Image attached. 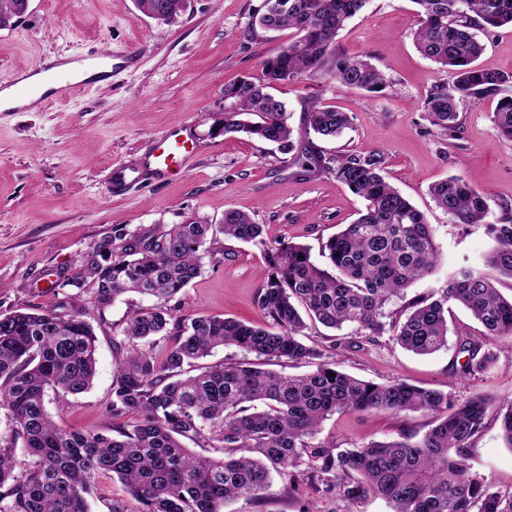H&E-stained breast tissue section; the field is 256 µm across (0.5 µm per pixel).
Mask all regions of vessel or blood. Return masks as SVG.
<instances>
[{"mask_svg": "<svg viewBox=\"0 0 512 512\" xmlns=\"http://www.w3.org/2000/svg\"><path fill=\"white\" fill-rule=\"evenodd\" d=\"M131 51L104 49L92 57L94 67L116 72L134 60ZM192 156V138L186 129L171 128L156 137L150 152L131 164H118L110 168L107 186L111 192L123 193L143 182H163L174 170L186 167Z\"/></svg>", "mask_w": 512, "mask_h": 512, "instance_id": "1", "label": "vessel or blood"}]
</instances>
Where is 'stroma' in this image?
I'll use <instances>...</instances> for the list:
<instances>
[{
    "mask_svg": "<svg viewBox=\"0 0 512 512\" xmlns=\"http://www.w3.org/2000/svg\"><path fill=\"white\" fill-rule=\"evenodd\" d=\"M263 4L187 0L185 11L161 24L139 12L133 0H32L16 27L0 29V90L10 87L16 73L38 70L50 59L73 62L108 47L140 55L136 69L87 85L69 99L0 111V311L55 307L60 297L46 288L49 277L70 274L117 227L153 233L193 217L216 224L225 211L237 209L263 225L266 242L303 244L316 257L323 242L364 210V200L334 175L306 172L294 155L281 154L273 145L220 132L231 108L225 86L259 73L262 58L292 38L287 30H251ZM417 26L413 0H370L339 32L341 51L366 56L383 72L387 86L380 93L323 78L284 83L277 90L297 147L312 145L327 156L383 154L386 180L425 214L441 264L408 289L411 297L443 286L452 266L478 261L490 245L486 224L497 223L503 206H512V140L493 132L498 97L460 100L454 132L432 126L424 100L451 75L418 52ZM477 37L485 46L479 66L512 76V26ZM312 101L347 112L350 128L330 141L307 132L305 109ZM184 124L197 145L187 170L124 195L107 192L112 165L141 158L159 133ZM450 176L468 179L486 195V224L452 223L436 206L429 187ZM223 247V262H205L201 276L187 288L182 313L261 322L253 297L264 267L262 246L227 240ZM148 304V298L131 293L105 308L92 388L71 397L64 408L47 402L62 427L102 433L111 427L115 330L130 310ZM496 353L498 361L489 371L456 378L448 374L457 354L452 345L418 356L385 335L373 344L339 348L336 358L343 370L362 379L405 381L447 392L455 400L483 394L500 407L512 403V350L503 346ZM428 421L420 412H339L323 423L319 438L344 448L392 441L405 430L426 431ZM469 463L495 490L512 493V449L500 438L495 414H488ZM224 512L391 509L379 497L354 505L324 497L296 469L273 474L261 498L237 499Z\"/></svg>",
    "mask_w": 512,
    "mask_h": 512,
    "instance_id": "1",
    "label": "stroma"
}]
</instances>
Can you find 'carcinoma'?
Instances as JSON below:
<instances>
[{
  "label": "carcinoma",
  "mask_w": 512,
  "mask_h": 512,
  "mask_svg": "<svg viewBox=\"0 0 512 512\" xmlns=\"http://www.w3.org/2000/svg\"><path fill=\"white\" fill-rule=\"evenodd\" d=\"M370 0H266L251 25L291 30L293 39L261 62V72L224 88L233 108L224 112V134L244 133L288 155L293 129L285 104L271 93L293 80L330 78L348 89L379 93L383 72L360 55L338 51L336 37ZM418 7V51L449 70L453 80L426 97L425 111L441 133L457 127L458 102L496 94L512 80L476 64L484 44L474 30L512 25V0H412ZM26 0H0V29L25 14ZM145 16L168 22L186 0H134ZM311 129L334 138L350 117L314 101ZM494 134L512 139V96L499 100ZM384 159L307 155L302 166L336 176L366 201L365 211L322 247L326 266L310 250L281 241L268 245L262 226L239 210L224 222L190 219L154 234L121 229L83 256L73 275L51 281L54 291L91 285L95 308L79 298L47 310L0 312V512H89L102 473H112L138 502L137 512H222L240 497L258 499L270 486V470L307 466L317 490L350 504L374 495L392 512H512V493L493 490L472 471L470 448L484 428L490 401L474 395L454 401L447 393L407 382L374 383L339 368L330 354L304 343L307 321L342 330L370 343L386 332L416 355L448 347V314L468 311L482 330L457 337L451 377L476 375L497 362L496 344L512 342V299L496 283L512 279V214L502 207L481 261L456 266L445 287L406 298L417 280L434 273L440 255L431 225L382 175ZM436 205L455 224H482L484 194L461 176L429 187ZM264 246L266 271L253 298L264 318L254 325L231 318L180 313L185 289L203 272V254L219 263L224 250L205 249L216 234ZM127 292L154 301L132 311L115 345L122 356L112 382V431L76 432L59 427L46 409L48 391L66 396L87 391L96 374L95 326L103 310ZM406 300L399 311L386 308ZM168 343L162 359L153 354ZM234 346L254 362L184 367ZM304 362L310 370L291 375L268 369ZM422 412L430 428L394 441L340 448L318 440L325 420L337 412ZM501 436L512 448V404L499 409ZM217 442L222 459L200 457L181 440ZM23 444L24 456L17 454Z\"/></svg>",
  "instance_id": "carcinoma-1"
}]
</instances>
